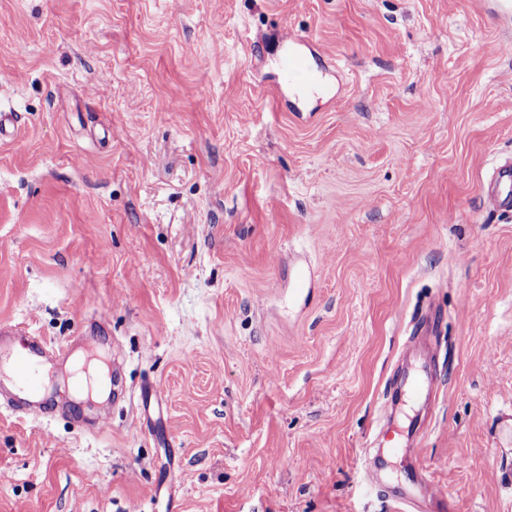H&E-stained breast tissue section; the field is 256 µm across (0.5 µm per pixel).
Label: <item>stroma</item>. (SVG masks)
Returning a JSON list of instances; mask_svg holds the SVG:
<instances>
[{
  "label": "stroma",
  "instance_id": "stroma-1",
  "mask_svg": "<svg viewBox=\"0 0 512 512\" xmlns=\"http://www.w3.org/2000/svg\"><path fill=\"white\" fill-rule=\"evenodd\" d=\"M497 3L0 0V323L98 340L126 391L0 398V512H399L363 469L412 414L447 512H512ZM427 312L435 393L391 414ZM283 69L289 82L297 86L306 87L315 82V78L304 59L297 54H288L283 61ZM485 204L494 210L512 207V163L499 166L484 193Z\"/></svg>",
  "mask_w": 512,
  "mask_h": 512
}]
</instances>
